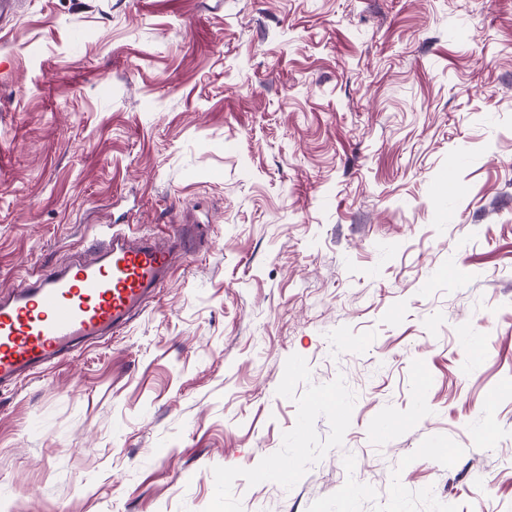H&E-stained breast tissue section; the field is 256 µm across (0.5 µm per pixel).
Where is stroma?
<instances>
[{
	"label": "stroma",
	"mask_w": 512,
	"mask_h": 512,
	"mask_svg": "<svg viewBox=\"0 0 512 512\" xmlns=\"http://www.w3.org/2000/svg\"><path fill=\"white\" fill-rule=\"evenodd\" d=\"M181 224L0 390V512H512V0H21L0 292Z\"/></svg>",
	"instance_id": "1"
}]
</instances>
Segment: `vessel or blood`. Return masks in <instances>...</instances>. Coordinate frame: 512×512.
<instances>
[{
	"mask_svg": "<svg viewBox=\"0 0 512 512\" xmlns=\"http://www.w3.org/2000/svg\"><path fill=\"white\" fill-rule=\"evenodd\" d=\"M183 234L160 243L111 231L89 260L38 274L0 296V389L64 360L73 349L120 332L165 283Z\"/></svg>",
	"mask_w": 512,
	"mask_h": 512,
	"instance_id": "1",
	"label": "vessel or blood"
}]
</instances>
